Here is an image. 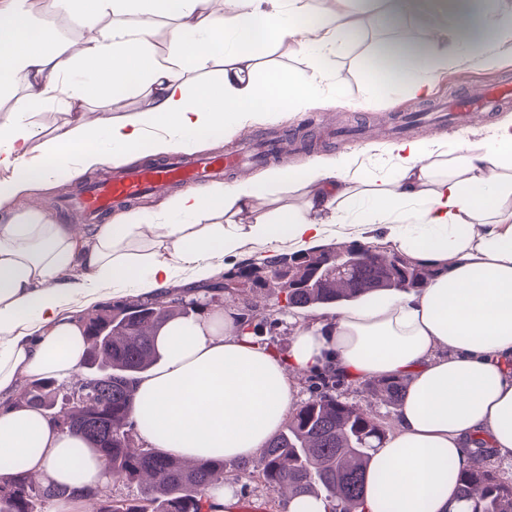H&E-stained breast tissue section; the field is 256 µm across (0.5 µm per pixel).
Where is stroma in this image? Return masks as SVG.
Wrapping results in <instances>:
<instances>
[{"mask_svg": "<svg viewBox=\"0 0 512 512\" xmlns=\"http://www.w3.org/2000/svg\"><path fill=\"white\" fill-rule=\"evenodd\" d=\"M330 5L341 11H349L355 18L356 26L336 60L340 83L333 101L314 109L317 122H308L302 111H283L267 116L253 127L227 134L223 141L198 149V156L237 153L246 148V140L251 136L283 137L289 141L288 151L278 158V165L296 166L321 153L352 154L359 156L362 162V176H377L382 173L384 165L377 148L393 141L386 132L391 114L426 107L429 98L456 94L466 84L512 78V59H503L498 66L490 69L465 61L453 69L435 74L429 98H414L399 91L383 92L366 81L364 63L378 40L418 37L419 29L414 18L401 13L393 21H380L379 16L385 7L377 0H311V6L315 9ZM510 115L512 103L462 127L438 123L426 129H411L407 136L412 139L445 135L452 140L469 139L476 142L490 137L495 123ZM306 135L313 137V146L307 150L298 149L299 140ZM99 176V171L94 170L73 180L67 173H60L55 185L40 193L36 205L48 219L57 223H78V216L61 211L57 203L62 198L74 195L83 185L96 181ZM204 301L212 311L232 309L240 313L249 308L254 314L266 317L265 344L282 353L287 352L297 325L309 320L308 313L288 310L284 293L272 287L247 288L215 297L208 295ZM248 469V462L225 461V483L235 486L243 504L257 507L258 512H282L283 496L251 479Z\"/></svg>", "mask_w": 512, "mask_h": 512, "instance_id": "obj_1", "label": "stroma"}]
</instances>
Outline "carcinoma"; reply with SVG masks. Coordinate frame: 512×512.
Wrapping results in <instances>:
<instances>
[{"instance_id": "cac0c4a2", "label": "carcinoma", "mask_w": 512, "mask_h": 512, "mask_svg": "<svg viewBox=\"0 0 512 512\" xmlns=\"http://www.w3.org/2000/svg\"><path fill=\"white\" fill-rule=\"evenodd\" d=\"M330 244L289 257L270 258L262 269L279 266L284 273L255 276L252 285L272 281L285 293L287 308L362 301L376 291H409L423 286L429 272L396 252L389 257L371 254L367 260L336 262ZM203 313L197 300L167 292L134 305L114 306L78 316L88 343L80 363L83 376L68 387L52 378L31 381L24 404L81 435L89 448L103 457L114 480L142 484L136 498H116L106 486L96 494L97 512H205L207 489L224 482V458L187 466L162 448L134 443L139 425L133 418L137 376L158 362L155 336L171 319L186 321ZM243 326L255 343L262 342L264 320L241 314ZM336 373L314 376L318 393L298 405L284 427L252 463V473L276 491L325 498L328 512H362L366 476L373 451L386 438V428L371 414L333 393ZM365 388L398 406L405 393L402 380L368 381ZM465 512H512V479L487 469L484 453L455 474ZM72 497L61 486L35 484L17 474L0 484V512H41L42 506Z\"/></svg>"}]
</instances>
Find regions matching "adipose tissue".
Wrapping results in <instances>:
<instances>
[{
  "label": "adipose tissue",
  "mask_w": 512,
  "mask_h": 512,
  "mask_svg": "<svg viewBox=\"0 0 512 512\" xmlns=\"http://www.w3.org/2000/svg\"><path fill=\"white\" fill-rule=\"evenodd\" d=\"M25 0H0V92L23 91L0 113V394L18 377L75 374L86 348L67 310L106 289L166 292L176 271L214 273L218 257L244 245L288 239L308 250L337 229H386L398 252L427 267L421 293H403L319 315L298 327L288 354L254 343L234 311L174 320L159 333L160 366L135 388L134 415L152 447L195 460L251 459L297 402L295 378L328 369L352 382L407 380L395 431L373 454L364 512H460L450 468L475 448L512 458V121L478 142L419 137L386 148L388 172L360 182L356 158L319 156L273 166L164 200L156 224L118 214L91 232L17 209L54 183L130 157H160L250 127L262 115L307 109L331 98L332 67L353 21L344 11H310L308 0H91L76 12L91 36L60 38L53 18L34 23ZM425 31L417 41L380 42L371 60L385 88L422 96L435 71L458 65L471 43L476 64L512 52V25H497L481 0H401ZM171 13L168 57L153 50L155 18ZM308 52L307 69L281 73L275 90L256 83L254 60L268 42ZM224 78L189 90L185 67L203 68L224 43ZM145 86L151 106L107 122L85 118L89 96L120 101ZM68 115L38 139L32 121L46 102ZM107 140L102 152L99 140ZM39 150H32V141ZM308 189L302 209L256 214L274 188ZM252 212L248 224H216L219 213ZM38 475L74 490L54 512H87L110 482L105 461L80 436L29 408L0 406V478Z\"/></svg>",
  "instance_id": "obj_1"
}]
</instances>
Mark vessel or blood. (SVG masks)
I'll use <instances>...</instances> for the list:
<instances>
[{
	"label": "vessel or blood",
	"instance_id": "vessel-or-blood-1",
	"mask_svg": "<svg viewBox=\"0 0 512 512\" xmlns=\"http://www.w3.org/2000/svg\"><path fill=\"white\" fill-rule=\"evenodd\" d=\"M511 98L512 83L504 81L478 86L435 102L427 120L434 123L451 118L468 123ZM242 165L240 157L223 155L198 158L190 162L174 158L164 163L125 170L117 178L106 172L99 181L69 200L68 205L85 213L89 223L96 224L111 215L113 209L145 195L162 192L172 183L187 180L208 182L222 175L225 169Z\"/></svg>",
	"mask_w": 512,
	"mask_h": 512
}]
</instances>
